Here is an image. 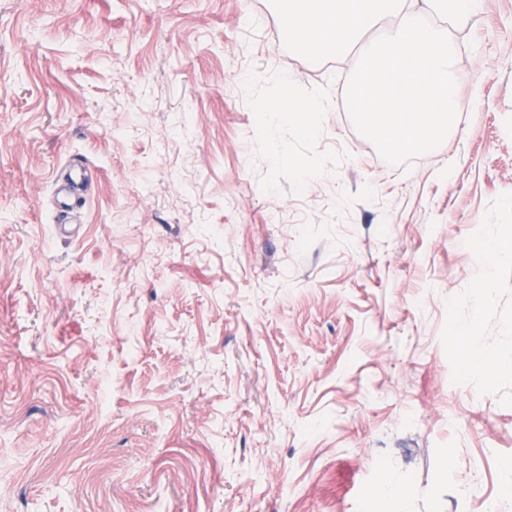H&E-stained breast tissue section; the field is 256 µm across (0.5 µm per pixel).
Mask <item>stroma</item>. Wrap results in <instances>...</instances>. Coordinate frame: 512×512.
Returning a JSON list of instances; mask_svg holds the SVG:
<instances>
[{
  "mask_svg": "<svg viewBox=\"0 0 512 512\" xmlns=\"http://www.w3.org/2000/svg\"><path fill=\"white\" fill-rule=\"evenodd\" d=\"M271 12L0 0V512L504 497L512 0L448 24L457 118L407 171L347 113L355 56L308 62ZM319 96L316 133L274 126L275 156L262 106ZM75 159L95 180L64 238ZM460 329L505 365L469 374ZM86 181L87 169L73 160L57 178L59 189L55 191V195L62 193L66 198L75 195L83 190Z\"/></svg>",
  "mask_w": 512,
  "mask_h": 512,
  "instance_id": "stroma-1",
  "label": "stroma"
}]
</instances>
